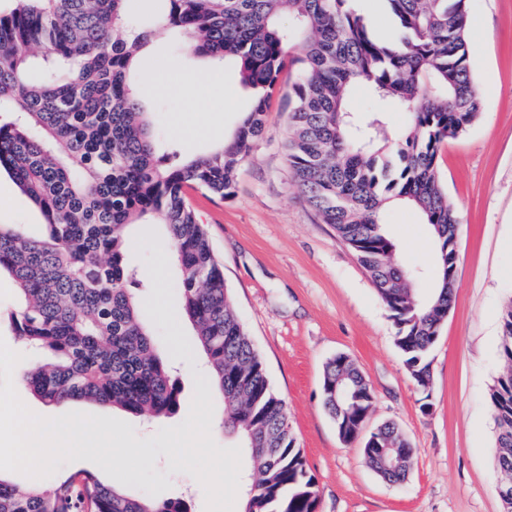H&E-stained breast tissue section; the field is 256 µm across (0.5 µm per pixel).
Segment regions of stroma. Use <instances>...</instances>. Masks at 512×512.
Listing matches in <instances>:
<instances>
[{
  "instance_id": "35a3bbf8",
  "label": "stroma",
  "mask_w": 512,
  "mask_h": 512,
  "mask_svg": "<svg viewBox=\"0 0 512 512\" xmlns=\"http://www.w3.org/2000/svg\"><path fill=\"white\" fill-rule=\"evenodd\" d=\"M469 40L484 47L474 70L483 100L478 121L451 140L439 172L457 208L454 301L431 350L430 385L414 383L394 341L389 314L365 268L331 225L299 196L283 152L295 70H286L265 113L264 132L237 171L229 196L189 192L224 268L234 310L260 354L275 392L288 406L299 448L314 475L317 512H502L496 491V424L490 392L502 369L500 314L512 302V0H469ZM179 37L159 31L139 92L158 141L185 156L211 153L231 136L252 104L233 59L189 97L169 92L178 73L211 66L181 53ZM383 222L405 265L429 290L434 241L413 207H387ZM0 224L42 232L38 209L0 173ZM130 263L150 274L137 295L142 319L174 368L180 407L151 422L115 408L32 395L21 374L34 356L9 325L0 326V476L26 487L60 472L85 470L125 492L184 499L189 512H241L250 467L234 434L219 423L224 404L203 396L204 361L181 315V284L159 224L134 226ZM347 355L375 394L368 428L396 422L414 450L407 480L374 472L361 441L343 443L322 404L324 366ZM43 415L59 451L49 462L20 461L16 404Z\"/></svg>"
}]
</instances>
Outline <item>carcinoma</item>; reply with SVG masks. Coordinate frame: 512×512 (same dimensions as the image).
<instances>
[{
	"instance_id": "1",
	"label": "carcinoma",
	"mask_w": 512,
	"mask_h": 512,
	"mask_svg": "<svg viewBox=\"0 0 512 512\" xmlns=\"http://www.w3.org/2000/svg\"><path fill=\"white\" fill-rule=\"evenodd\" d=\"M163 26L182 35L187 54L236 60L253 97L237 131L216 151L184 160L159 152L131 64L155 29L141 27L133 0H16L0 15V169L39 208L40 238L0 224V271L19 291L11 328L24 346L53 358L29 367L24 386L50 404L82 400L138 417L161 418L180 405L179 389L135 291L134 224H163L181 276L182 317L224 401L221 426L252 462L244 512H316L318 490L298 448L288 408L273 390L247 330L230 304L224 270L187 190L220 199L264 131L272 92L293 48L300 75L285 143L289 169L307 205L331 225L369 273L389 312L395 342L414 382L427 388L428 355L453 304L459 217L439 170L440 152L481 112L469 61L468 0H385L396 34L380 36L350 0H158ZM292 25L286 27L282 19ZM39 48L37 55L33 49ZM365 84L370 118L350 110V89ZM389 106L407 115L391 142L381 138ZM392 203L416 206L431 226L434 286L395 258L383 224ZM505 370L491 389L499 486L512 489V304L501 314ZM322 401L344 441L354 439L374 391L349 358L325 368ZM382 439L413 462L398 426ZM392 482L408 471L382 472ZM0 512H188L182 499L127 494L85 471L45 487L0 477Z\"/></svg>"
}]
</instances>
